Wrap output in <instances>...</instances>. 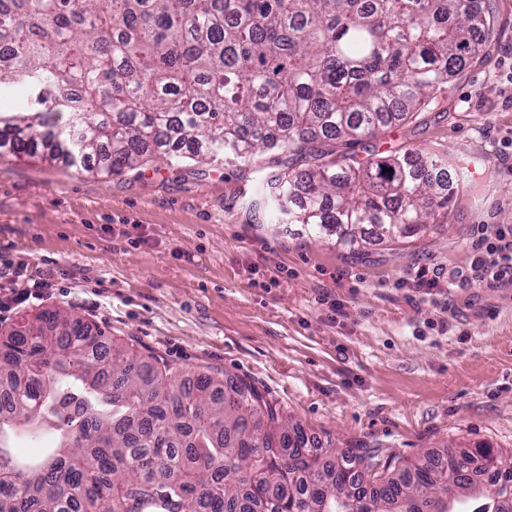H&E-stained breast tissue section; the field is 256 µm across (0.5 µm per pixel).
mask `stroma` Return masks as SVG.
I'll use <instances>...</instances> for the list:
<instances>
[{
    "instance_id": "1",
    "label": "stroma",
    "mask_w": 512,
    "mask_h": 512,
    "mask_svg": "<svg viewBox=\"0 0 512 512\" xmlns=\"http://www.w3.org/2000/svg\"><path fill=\"white\" fill-rule=\"evenodd\" d=\"M486 7L495 30L480 58L374 141L444 149L467 168L447 223L370 241L356 259L248 209L270 152L248 169L108 177L0 158V299L53 273L43 300L0 327L61 310L186 374L229 371L327 450L512 453V285L448 280L468 267L480 225H512V0ZM134 224L146 244L125 237ZM420 271L435 287H416Z\"/></svg>"
}]
</instances>
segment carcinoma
<instances>
[{
    "mask_svg": "<svg viewBox=\"0 0 512 512\" xmlns=\"http://www.w3.org/2000/svg\"><path fill=\"white\" fill-rule=\"evenodd\" d=\"M485 0H0V155L102 175L259 151L248 209L355 258L371 236L448 223L464 168L445 152L341 154L430 105L479 57ZM145 365L69 314L0 332V512H512V463L449 448L323 456L246 381ZM37 424L54 447L14 456Z\"/></svg>",
    "mask_w": 512,
    "mask_h": 512,
    "instance_id": "1",
    "label": "carcinoma"
}]
</instances>
